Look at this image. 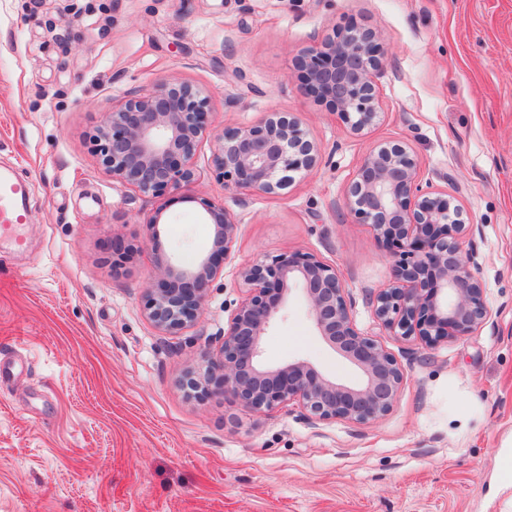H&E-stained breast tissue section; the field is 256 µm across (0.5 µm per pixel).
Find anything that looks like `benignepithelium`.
Returning <instances> with one entry per match:
<instances>
[{
    "label": "benign epithelium",
    "mask_w": 512,
    "mask_h": 512,
    "mask_svg": "<svg viewBox=\"0 0 512 512\" xmlns=\"http://www.w3.org/2000/svg\"><path fill=\"white\" fill-rule=\"evenodd\" d=\"M305 92L362 133L377 118L374 77L382 66L378 36L355 24L338 28L295 57ZM208 96L188 84H161L131 94L91 136L112 180L158 197L191 182L194 157L207 132ZM319 153L298 118L272 112L264 124L226 127L216 136L212 166L224 188L273 193L294 174L316 166ZM215 233L207 255L191 267L166 263L143 294L147 320L177 336L203 311L210 283L223 270L236 224L223 206L200 199ZM346 205L393 259L394 276L369 297L374 316L395 335L434 349L475 333L488 317L474 253L463 252L466 222L460 208L421 182L417 159L403 143L372 149L352 181ZM248 294L224 330L204 371L185 372L183 387L196 397L216 385L245 409L269 412L296 404L310 420L375 421L393 407L404 372L377 340L359 331L352 302L336 271L311 253L283 254L237 270ZM299 284L320 336L355 364L363 380L348 386L304 361L268 367L261 362L266 332L291 285Z\"/></svg>",
    "instance_id": "benign-epithelium-1"
}]
</instances>
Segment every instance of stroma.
I'll return each instance as SVG.
<instances>
[{
    "label": "stroma",
    "instance_id": "obj_1",
    "mask_svg": "<svg viewBox=\"0 0 512 512\" xmlns=\"http://www.w3.org/2000/svg\"><path fill=\"white\" fill-rule=\"evenodd\" d=\"M377 32L380 117L354 134L302 88L301 48L348 21ZM188 83L209 98L195 178L144 197L113 182L89 136L128 94ZM288 112L321 154L274 194L225 188L214 137ZM409 145L422 182L468 226L489 315L429 350L368 303L393 261L345 205L371 148ZM0 175L27 187V247L0 240V512H502L492 493L512 431V0H0ZM238 225L197 323L177 336L143 313L163 261L191 266ZM159 216L156 230L147 223ZM132 245L113 266L108 243ZM308 252L332 266L357 327L404 371L369 423L245 411L188 396L246 288L239 267ZM267 364L304 361L348 385L362 372L318 334L292 289Z\"/></svg>",
    "mask_w": 512,
    "mask_h": 512
}]
</instances>
